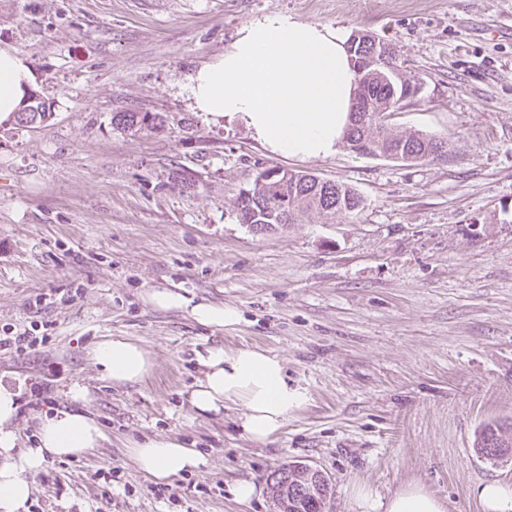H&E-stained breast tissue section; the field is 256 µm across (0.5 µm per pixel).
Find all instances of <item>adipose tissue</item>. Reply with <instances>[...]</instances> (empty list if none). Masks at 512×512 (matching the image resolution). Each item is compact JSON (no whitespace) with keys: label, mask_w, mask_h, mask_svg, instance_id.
Segmentation results:
<instances>
[{"label":"adipose tissue","mask_w":512,"mask_h":512,"mask_svg":"<svg viewBox=\"0 0 512 512\" xmlns=\"http://www.w3.org/2000/svg\"><path fill=\"white\" fill-rule=\"evenodd\" d=\"M341 27L302 22L272 12L243 24L232 45L215 62L196 71L188 85L196 111L211 120L239 122L272 153L296 160L336 154L350 123L356 76ZM34 84L26 59L0 47V125L16 121ZM158 309H180L200 324L230 328L241 320L229 304L193 302L170 288L147 294ZM91 358L103 378L116 385L135 384L151 371L148 352L136 342L112 338L95 345ZM204 374L190 395L201 413L239 406L242 433L265 444L281 432L289 414L308 400L304 387L291 384L282 358L260 348L208 349L199 358ZM15 393L0 388V512H27L32 478L47 458H76L95 448L103 434L83 411H59L45 418L34 447L17 450L11 427ZM130 457L147 478L163 482L193 472L203 463L199 449L171 437L129 445ZM352 512H445L438 497L410 485L384 497L359 486L350 496Z\"/></svg>","instance_id":"obj_1"}]
</instances>
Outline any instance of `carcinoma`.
Listing matches in <instances>:
<instances>
[{"mask_svg":"<svg viewBox=\"0 0 512 512\" xmlns=\"http://www.w3.org/2000/svg\"><path fill=\"white\" fill-rule=\"evenodd\" d=\"M357 90L368 101L364 112L355 114L352 127L343 137L346 149L366 143L372 157H384L398 148L412 162L439 158L448 153V141L419 131L397 133L385 117L393 99L410 97L422 91L418 76L399 61L394 47H389L385 59L366 68L357 76ZM159 117L147 112H120L112 117L115 126L132 135L143 128L158 126ZM361 198L348 184L338 181H317V176L300 171L279 169L273 177L257 173L250 188L239 193L236 208L243 224L248 216L265 233H276L291 224H308L313 218L334 219L358 210ZM481 456L496 460L512 449V438L503 434L502 427H486L475 444ZM297 464L288 465L286 496H277L285 512H325L328 490L298 479Z\"/></svg>","mask_w":512,"mask_h":512,"instance_id":"obj_1","label":"carcinoma"}]
</instances>
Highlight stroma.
<instances>
[{
	"label": "stroma",
	"instance_id": "1",
	"mask_svg": "<svg viewBox=\"0 0 512 512\" xmlns=\"http://www.w3.org/2000/svg\"><path fill=\"white\" fill-rule=\"evenodd\" d=\"M273 11L395 46L423 89L392 122L444 138L447 155L285 159L195 111L192 73ZM0 45L26 58L52 111L0 126V336L40 339L0 351V385H52L50 403L19 402L16 446L33 447L53 408L105 434L47 460L28 512H274L267 477L294 461L330 478L331 512H349L356 486L413 483L447 512H483L478 487L512 482V457L474 448L484 426L512 427V0H0ZM119 112L163 126L133 135L112 125ZM267 167L346 183L362 206L253 234L235 200ZM153 288L242 320L201 325L149 304ZM117 336L149 353L143 383L112 385L90 358ZM247 346L282 357L309 393L264 445L238 430L236 405L189 402L199 352ZM156 436L204 465L151 482L127 447ZM240 479L259 495L234 501Z\"/></svg>",
	"mask_w": 512,
	"mask_h": 512
}]
</instances>
